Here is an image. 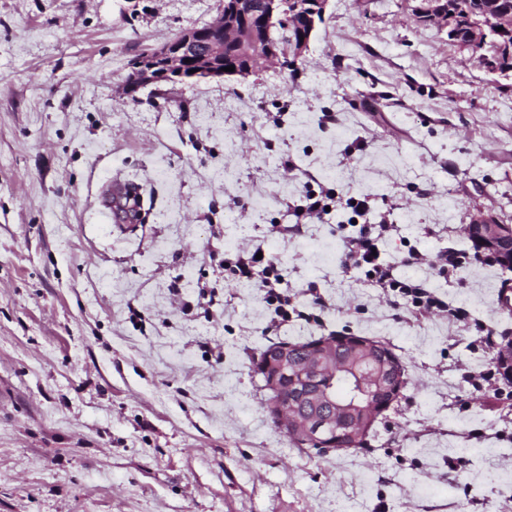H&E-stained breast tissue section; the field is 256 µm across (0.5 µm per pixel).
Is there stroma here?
Returning <instances> with one entry per match:
<instances>
[{
    "mask_svg": "<svg viewBox=\"0 0 512 512\" xmlns=\"http://www.w3.org/2000/svg\"><path fill=\"white\" fill-rule=\"evenodd\" d=\"M218 7L0 0V512H512V485L477 477L481 456L512 448V382L469 383L488 362L475 323L512 343V269L398 265L467 311L451 321L344 272L335 222L267 235L311 175L392 210L389 260L472 252L475 216L512 225V78L417 22L413 0H331L294 81L264 62L120 96L136 54ZM116 180L144 187V223L107 218ZM259 242L301 310L309 288L325 297L313 320L269 332L259 288L218 274ZM339 332L388 343L407 385L367 449L318 455L276 426L252 361Z\"/></svg>",
    "mask_w": 512,
    "mask_h": 512,
    "instance_id": "stroma-1",
    "label": "stroma"
}]
</instances>
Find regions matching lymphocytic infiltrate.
I'll return each instance as SVG.
<instances>
[{"mask_svg": "<svg viewBox=\"0 0 512 512\" xmlns=\"http://www.w3.org/2000/svg\"><path fill=\"white\" fill-rule=\"evenodd\" d=\"M351 210L357 223L339 224L345 248L341 264L346 271H359L372 287L390 302L405 301L412 310L424 315L437 313L452 320L466 316L463 308L450 305L426 281L400 279L394 274L393 263L387 261L379 249L384 241L398 232L389 213H375L372 197L341 196L328 188L305 189L299 204L290 207L289 223L270 225L268 232L281 237L300 232L307 224L327 223L332 212ZM224 273L237 281H247L259 288L274 311L272 329H279L300 311L294 296L288 293V284L282 266L270 256L260 255L258 247L251 246L224 256Z\"/></svg>", "mask_w": 512, "mask_h": 512, "instance_id": "f902f5d3", "label": "lymphocytic infiltrate"}]
</instances>
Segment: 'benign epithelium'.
<instances>
[{
  "label": "benign epithelium",
  "mask_w": 512,
  "mask_h": 512,
  "mask_svg": "<svg viewBox=\"0 0 512 512\" xmlns=\"http://www.w3.org/2000/svg\"><path fill=\"white\" fill-rule=\"evenodd\" d=\"M330 0H259L262 26L248 23L245 0H221L216 17L206 28H190L175 38L148 49L135 62L134 82L123 85L121 94L157 87L183 74L185 66L208 80L246 78L259 61L285 64L305 58ZM422 23L433 22L447 29L448 41L475 59L488 75L512 77V8L501 0H477V7L459 14L449 0H418L413 9ZM299 30L289 38L288 49L272 36ZM237 47L235 71L225 72L224 54ZM477 243L491 248L502 264L512 269V225L493 217L479 216L467 225ZM376 343L359 336L333 338L299 348L284 342L258 355L253 371L269 391V406L279 429L301 447L316 445L322 452L347 451L364 440L375 419L399 397L406 384L405 368L392 357H376ZM308 377L316 387L300 401L284 399L288 379ZM347 380L350 391L338 401L329 384Z\"/></svg>",
  "instance_id": "obj_1"
}]
</instances>
